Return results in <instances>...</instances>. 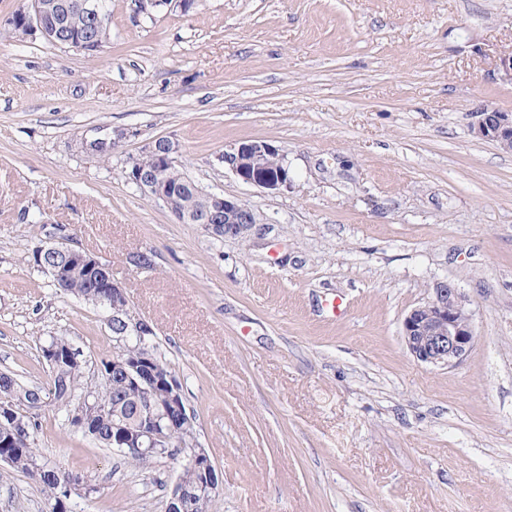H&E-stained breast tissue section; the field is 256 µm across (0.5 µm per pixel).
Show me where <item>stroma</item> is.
<instances>
[{
  "mask_svg": "<svg viewBox=\"0 0 512 512\" xmlns=\"http://www.w3.org/2000/svg\"><path fill=\"white\" fill-rule=\"evenodd\" d=\"M26 5L0 0V371L45 383L50 336L92 366L117 344L30 262L53 222L152 324L223 480L209 512H512V152L472 134L484 105L512 113V0H197L151 18L112 0L93 54L14 38ZM158 137L256 212L250 238L178 223L126 181ZM248 140L278 148L286 187L221 162ZM441 280L476 331L449 368L401 337ZM38 425L41 455L100 484L85 512H163L177 465L120 463L53 407ZM42 508L0 466V512Z\"/></svg>",
  "mask_w": 512,
  "mask_h": 512,
  "instance_id": "1",
  "label": "stroma"
}]
</instances>
